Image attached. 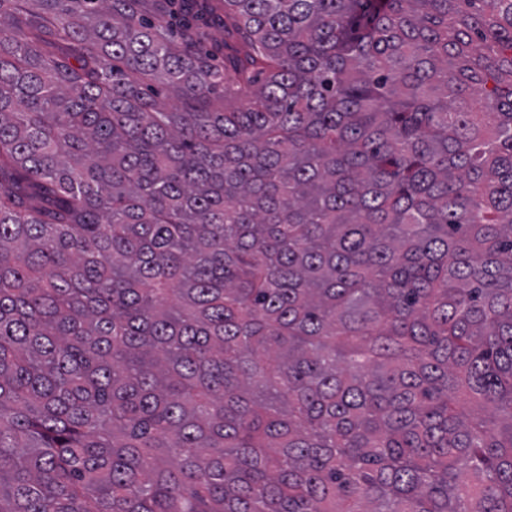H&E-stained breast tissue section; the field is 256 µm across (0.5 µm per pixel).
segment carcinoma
<instances>
[{
	"label": "carcinoma",
	"mask_w": 512,
	"mask_h": 512,
	"mask_svg": "<svg viewBox=\"0 0 512 512\" xmlns=\"http://www.w3.org/2000/svg\"><path fill=\"white\" fill-rule=\"evenodd\" d=\"M220 5L0 0V512H512V0Z\"/></svg>",
	"instance_id": "obj_1"
}]
</instances>
